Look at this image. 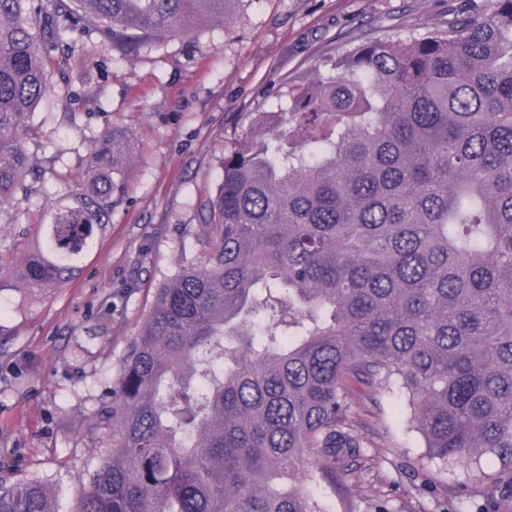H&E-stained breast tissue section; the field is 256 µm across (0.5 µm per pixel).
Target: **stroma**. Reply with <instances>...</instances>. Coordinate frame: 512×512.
I'll return each mask as SVG.
<instances>
[{"label":"stroma","instance_id":"35a3bbf8","mask_svg":"<svg viewBox=\"0 0 512 512\" xmlns=\"http://www.w3.org/2000/svg\"><path fill=\"white\" fill-rule=\"evenodd\" d=\"M475 0H235L222 26L158 34L130 49L100 43V25H71L64 43L78 73L40 103L44 125L21 133L45 178L31 203L67 201L52 170H80L85 140L122 128L137 147L130 191L112 212L71 282L32 296L0 290V476L24 475L74 512L80 489L111 451L95 417L119 361L164 276L198 248L196 208L219 160L253 113L279 108L272 94L313 73L352 41L420 37L473 13ZM70 101L73 119L59 115ZM407 397L386 395L371 420L372 446L349 492L306 486L325 512H512V466L494 455L480 469L422 466L426 448L406 416Z\"/></svg>","mask_w":512,"mask_h":512}]
</instances>
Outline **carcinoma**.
I'll list each match as a JSON object with an SVG mask.
<instances>
[{
    "label": "carcinoma",
    "mask_w": 512,
    "mask_h": 512,
    "mask_svg": "<svg viewBox=\"0 0 512 512\" xmlns=\"http://www.w3.org/2000/svg\"><path fill=\"white\" fill-rule=\"evenodd\" d=\"M233 0H0V214L32 187L20 139L70 80L62 31L109 43L229 21ZM421 38L364 40L257 112L198 204V252L164 277L98 423L112 453L76 512H322L369 418L401 389L432 460L512 464V0ZM136 147L89 141L66 202L25 212L0 288L71 281L129 190ZM0 512H53L48 484L0 481Z\"/></svg>",
    "instance_id": "carcinoma-1"
}]
</instances>
